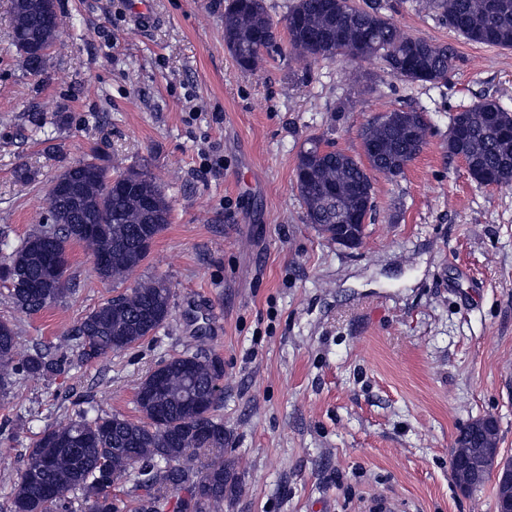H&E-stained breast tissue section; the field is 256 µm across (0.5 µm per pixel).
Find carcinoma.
Here are the masks:
<instances>
[{"label": "carcinoma", "instance_id": "carcinoma-1", "mask_svg": "<svg viewBox=\"0 0 512 512\" xmlns=\"http://www.w3.org/2000/svg\"><path fill=\"white\" fill-rule=\"evenodd\" d=\"M448 26L469 42L512 49V0H427ZM13 42L25 37L50 49L61 42L60 19L38 11L35 0H10ZM289 52L303 61L333 58H381L394 75L412 82L448 79L454 53L446 45L409 37L383 13L378 0L367 8L351 0H294L286 16ZM275 27L265 0H228L224 9V43L237 65L258 69L275 43ZM21 67L43 73L47 60L35 61L17 47ZM450 123L448 156L465 160L480 185L512 181V112L497 100L481 97L456 112ZM428 129L423 113L398 108L383 112L363 127V142L375 144L370 166L336 149L322 137L306 139L295 166L304 220L320 235H336V225L358 221L357 239L365 234L363 217L374 210L370 172L396 178L423 150L414 132ZM101 166L66 167L79 193L75 204L65 195L48 194L45 223L23 239L0 262V281L15 306L37 312L68 293L69 276L60 274L43 288L46 254L43 239L63 250L72 243L91 251L94 270L103 280L123 281L146 259L144 236L158 235L170 222V205L157 178L129 167L116 175L108 193L90 177ZM87 224L98 225L93 234ZM171 289L162 279L140 281L130 292L104 302L83 316L74 329L84 361L125 351L160 328L171 316ZM58 362L37 352L20 356L11 322L0 320V386L17 375L38 380ZM223 372L213 358L184 353L159 363L141 380L137 406L142 417L82 413L62 427L45 429L31 448L11 495L12 512H73L79 499L84 512H123L112 486L126 480L135 492L131 512H165L167 491L183 490L189 498L178 512H218L224 494L236 484L224 458L199 473L190 453L224 447V422L212 411L221 397Z\"/></svg>", "mask_w": 512, "mask_h": 512}]
</instances>
